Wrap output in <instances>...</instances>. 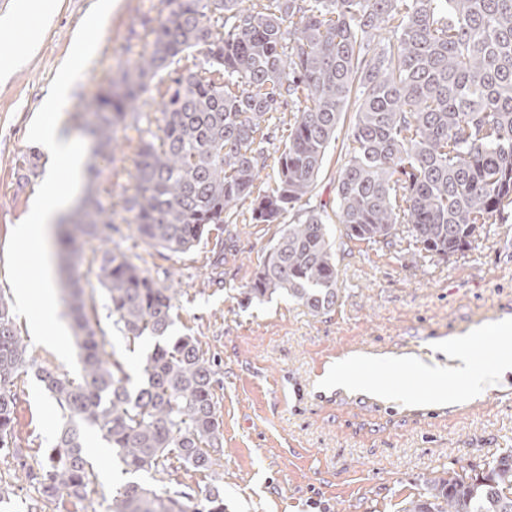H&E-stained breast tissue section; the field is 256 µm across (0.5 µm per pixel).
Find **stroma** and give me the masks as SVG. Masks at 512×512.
<instances>
[{
  "label": "stroma",
  "mask_w": 512,
  "mask_h": 512,
  "mask_svg": "<svg viewBox=\"0 0 512 512\" xmlns=\"http://www.w3.org/2000/svg\"><path fill=\"white\" fill-rule=\"evenodd\" d=\"M94 0H58L41 24L33 52L0 80V297L14 301L6 247L27 214L47 159L26 138L57 70ZM167 14L162 0H119L99 51L73 86L58 131L86 144L85 163L113 199L130 193L142 138L116 132L113 151L97 154L85 130L86 104L120 67L152 50V28ZM36 172H29V161ZM281 230L242 219L213 225L207 239L184 254L142 243L132 226L116 221L106 239L141 255L155 280L177 290L173 334L195 337L217 361L215 397L224 431L220 464L194 471L171 461L138 474L158 491L196 494L207 484L224 491V512H401L424 491L427 477L482 468L512 448V374L498 390L466 402L428 403L423 386L399 372L386 374L396 396L379 398L322 385L324 361L406 362L425 359L433 340L464 336L512 316V223L487 225L464 253L448 259L419 255L407 240L350 243L338 255V297L320 313L285 295L246 300L257 266ZM91 240L78 256L55 246V286L77 280L103 305ZM106 352L138 378L153 346L128 344L106 315L98 317ZM16 444L36 464L61 427V410L34 375L18 382ZM12 457H0V480L18 491L0 512H112V495L128 480L115 460L94 463L92 505L47 503L19 487Z\"/></svg>",
  "instance_id": "1"
}]
</instances>
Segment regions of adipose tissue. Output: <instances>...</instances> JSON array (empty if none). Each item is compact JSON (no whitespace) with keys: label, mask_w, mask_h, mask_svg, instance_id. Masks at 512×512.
<instances>
[{"label":"adipose tissue","mask_w":512,"mask_h":512,"mask_svg":"<svg viewBox=\"0 0 512 512\" xmlns=\"http://www.w3.org/2000/svg\"><path fill=\"white\" fill-rule=\"evenodd\" d=\"M479 342L476 336L436 341L431 345L432 359L408 363V370L422 381L428 401L443 402L451 397L466 399L486 395L496 388L506 373L512 372V349L503 351L492 369H475L472 351Z\"/></svg>","instance_id":"1"}]
</instances>
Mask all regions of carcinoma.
<instances>
[{
    "mask_svg": "<svg viewBox=\"0 0 512 512\" xmlns=\"http://www.w3.org/2000/svg\"><path fill=\"white\" fill-rule=\"evenodd\" d=\"M165 2L152 51L89 105L102 144H116L117 127L144 121H156L160 134L140 143L133 195L106 205L112 191L100 188L64 219L71 251L99 238L117 206L146 245L172 254L190 251L248 198L251 223L279 224L313 196L339 138L335 208L302 209L264 255L246 299L286 294L328 310L337 250L352 241L388 245L404 234L419 251L450 258L486 225L512 219V0ZM145 94L160 97L159 117L142 110ZM289 104L287 139L271 152L265 129ZM99 283L125 338L155 340L136 384L100 348L96 307L86 311L79 290L64 297L81 349L79 382L36 367L0 298V452L18 460L47 502L91 493L80 423L100 432L131 474L172 458L209 471L223 454L215 361L195 337L169 335L175 290L116 243L100 250ZM33 367L69 412L35 468L22 461L14 429L17 381ZM112 512H224V493L161 494L133 481L112 498ZM402 512H512V449L473 475L425 479Z\"/></svg>",
    "mask_w": 512,
    "mask_h": 512,
    "instance_id": "cac0c4a2",
    "label": "carcinoma"
}]
</instances>
